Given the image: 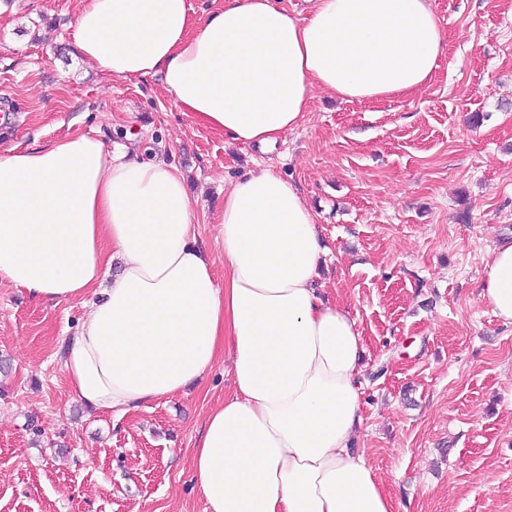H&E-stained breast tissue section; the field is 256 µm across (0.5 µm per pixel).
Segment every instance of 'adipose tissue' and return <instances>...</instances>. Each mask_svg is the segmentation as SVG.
Here are the masks:
<instances>
[{
    "instance_id": "obj_1",
    "label": "adipose tissue",
    "mask_w": 512,
    "mask_h": 512,
    "mask_svg": "<svg viewBox=\"0 0 512 512\" xmlns=\"http://www.w3.org/2000/svg\"><path fill=\"white\" fill-rule=\"evenodd\" d=\"M220 0L199 23L189 0H80L72 41L100 72L158 79L193 123L272 150L312 92L347 101L427 87L448 35L432 0ZM180 168L81 133L0 153V284L35 300H87L61 340L85 407L122 419L190 388L228 359L233 392L192 453L203 512H396L353 445L363 428L365 343L323 296L325 252L299 190L272 169L224 193L223 274L199 247ZM480 296L512 325V242Z\"/></svg>"
}]
</instances>
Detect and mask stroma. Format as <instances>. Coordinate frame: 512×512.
I'll return each mask as SVG.
<instances>
[{
	"label": "stroma",
	"mask_w": 512,
	"mask_h": 512,
	"mask_svg": "<svg viewBox=\"0 0 512 512\" xmlns=\"http://www.w3.org/2000/svg\"><path fill=\"white\" fill-rule=\"evenodd\" d=\"M448 48L411 97L314 90L305 121L261 152L193 124L162 85L99 73L71 47L78 0H0V152L76 133L178 164L197 239L256 167L304 195L328 251L320 282L365 339L355 446L399 512H512V326L480 298L512 239V0H433ZM88 306L0 285V512H202L201 424L232 389L224 363L123 420L74 400L58 360Z\"/></svg>",
	"instance_id": "1"
}]
</instances>
